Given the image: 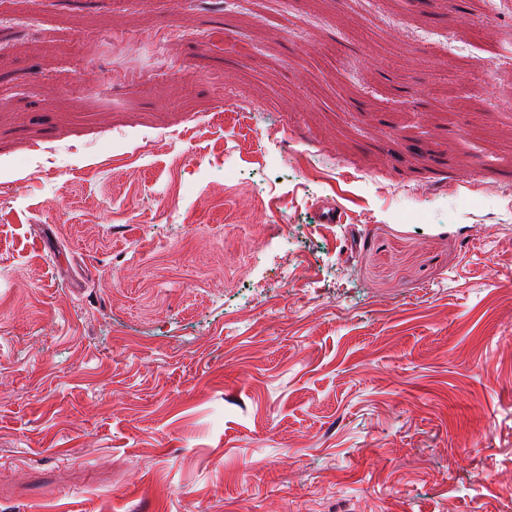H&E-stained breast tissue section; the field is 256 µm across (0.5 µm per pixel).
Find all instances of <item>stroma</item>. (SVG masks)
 <instances>
[{"label":"stroma","instance_id":"35a3bbf8","mask_svg":"<svg viewBox=\"0 0 512 512\" xmlns=\"http://www.w3.org/2000/svg\"><path fill=\"white\" fill-rule=\"evenodd\" d=\"M511 294L512 0H0V512H512Z\"/></svg>","mask_w":512,"mask_h":512}]
</instances>
